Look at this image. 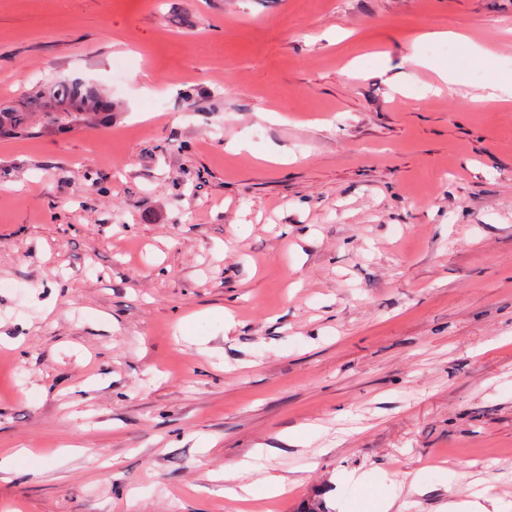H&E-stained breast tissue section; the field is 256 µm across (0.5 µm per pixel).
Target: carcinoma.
Returning a JSON list of instances; mask_svg holds the SVG:
<instances>
[{
    "mask_svg": "<svg viewBox=\"0 0 512 512\" xmlns=\"http://www.w3.org/2000/svg\"><path fill=\"white\" fill-rule=\"evenodd\" d=\"M116 110L112 98L90 82L65 78L51 80L18 104L0 108V136L26 132L42 115L49 116V121L59 128L76 119L98 122L102 116Z\"/></svg>",
    "mask_w": 512,
    "mask_h": 512,
    "instance_id": "cac0c4a2",
    "label": "carcinoma"
}]
</instances>
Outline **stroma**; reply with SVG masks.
<instances>
[{
  "label": "stroma",
  "instance_id": "1",
  "mask_svg": "<svg viewBox=\"0 0 512 512\" xmlns=\"http://www.w3.org/2000/svg\"><path fill=\"white\" fill-rule=\"evenodd\" d=\"M493 22L512 0H0V103L120 105L0 139V512H512V105L464 102L512 49L418 46L469 78L437 95L386 67ZM257 454L285 493L225 495ZM116 110L112 98L93 83L80 79L51 80L18 104L0 108V136L27 132L41 115H48L58 129L75 119L98 122L103 115H112Z\"/></svg>",
  "mask_w": 512,
  "mask_h": 512
}]
</instances>
